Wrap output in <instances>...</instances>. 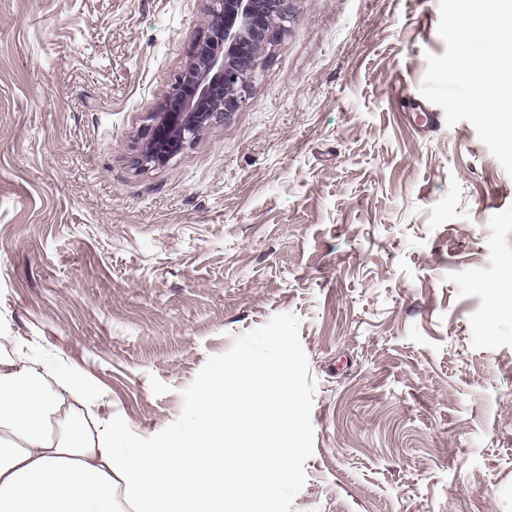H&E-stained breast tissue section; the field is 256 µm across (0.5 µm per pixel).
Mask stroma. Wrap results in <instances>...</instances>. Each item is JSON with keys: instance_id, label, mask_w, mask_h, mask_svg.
I'll list each match as a JSON object with an SVG mask.
<instances>
[{"instance_id": "obj_1", "label": "stroma", "mask_w": 512, "mask_h": 512, "mask_svg": "<svg viewBox=\"0 0 512 512\" xmlns=\"http://www.w3.org/2000/svg\"><path fill=\"white\" fill-rule=\"evenodd\" d=\"M210 0H0V336L90 412L174 422L210 356L300 319L291 512H512V176L418 130L438 0H290L247 105L163 165L149 117Z\"/></svg>"}]
</instances>
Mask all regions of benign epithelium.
I'll list each match as a JSON object with an SVG mask.
<instances>
[{"label": "benign epithelium", "mask_w": 512, "mask_h": 512, "mask_svg": "<svg viewBox=\"0 0 512 512\" xmlns=\"http://www.w3.org/2000/svg\"><path fill=\"white\" fill-rule=\"evenodd\" d=\"M205 40L158 110L151 114L142 152L147 164L162 165L204 131L245 103L248 75L287 19L288 0H212Z\"/></svg>", "instance_id": "benign-epithelium-1"}]
</instances>
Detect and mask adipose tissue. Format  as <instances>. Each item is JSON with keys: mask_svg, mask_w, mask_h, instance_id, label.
<instances>
[{"mask_svg": "<svg viewBox=\"0 0 512 512\" xmlns=\"http://www.w3.org/2000/svg\"><path fill=\"white\" fill-rule=\"evenodd\" d=\"M280 360L270 349L257 384L228 386L220 401L201 395L189 454L142 448L129 470L116 454L123 429L100 417L92 432L75 427L74 378L14 346L0 355V512H237L240 499L273 491L291 472L290 448L246 457L224 431L254 436L272 425L285 435L298 424V403L274 373Z\"/></svg>", "mask_w": 512, "mask_h": 512, "instance_id": "obj_1", "label": "adipose tissue"}]
</instances>
